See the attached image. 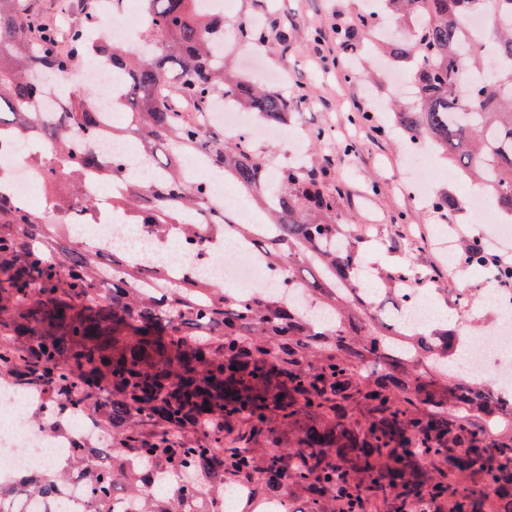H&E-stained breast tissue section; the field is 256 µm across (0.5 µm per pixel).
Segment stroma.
I'll return each instance as SVG.
<instances>
[{"instance_id":"obj_1","label":"stroma","mask_w":512,"mask_h":512,"mask_svg":"<svg viewBox=\"0 0 512 512\" xmlns=\"http://www.w3.org/2000/svg\"><path fill=\"white\" fill-rule=\"evenodd\" d=\"M224 10V54L227 63L251 81L263 82L270 66L285 78L272 89L308 102L291 123L295 142L273 145L253 136L252 149L264 163L278 169L292 154L312 153L326 184L340 192L337 214L346 224L367 229L364 260L371 268H407L423 275L426 288H444L449 305L458 307L457 328L470 335L492 309L481 307L483 271L472 265H448L436 242L438 233L454 239L479 237L486 227V212L466 209L456 225L410 197L402 185L407 147L394 133H375L371 125L383 122L384 108L394 98L370 40L355 36L348 59L325 67L323 56L336 52L335 29L351 25L364 0H228ZM259 20L264 37L240 40L238 27ZM368 112L372 123L355 122L356 113ZM332 130V137L316 140L317 129ZM351 141V152L341 145Z\"/></svg>"}]
</instances>
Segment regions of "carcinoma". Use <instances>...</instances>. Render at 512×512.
Masks as SVG:
<instances>
[{
    "mask_svg": "<svg viewBox=\"0 0 512 512\" xmlns=\"http://www.w3.org/2000/svg\"><path fill=\"white\" fill-rule=\"evenodd\" d=\"M385 16L357 17L363 37L392 22L407 42L385 43L389 56L412 57V102L396 101L392 120L407 137L429 144L459 174L480 186L497 211L512 218V66L464 83L484 55L512 58V20L499 22L512 0H381ZM150 37L144 48L109 42L97 5L67 28L42 19L33 0H0V134L40 141L38 163L50 177L53 205L77 201L83 173L93 171L126 191L112 198L124 224L198 237L201 224H230L208 186L184 165L197 151L218 172L259 201L272 236L238 225L265 263L317 273L311 293L333 313L320 328L281 296L244 298L220 285L183 279L153 295L135 287L142 270L112 255L109 294L100 265L81 243L63 241L56 224L0 193V377L52 392L53 422L93 413L111 435L103 448H82L54 480H25L40 496L58 494L67 467L110 458L90 469L95 512L111 508L116 484L140 500L139 512H224V490L242 482L254 496L288 490L304 512H512V401L498 399L480 379L448 377L459 334L443 318L427 330L399 321L407 306L401 283L419 284L407 269L385 270L376 303L361 278V238L336 218V190L314 168L288 166L270 176L246 144L224 140L203 114L224 98L279 125L306 100L288 99L224 71L216 44L224 21L200 0H142ZM485 16L495 34L481 42L466 16ZM92 58L126 77L122 125L112 137H132L153 177L133 180L120 160L94 150L99 112L88 93L71 90L53 112H37L43 84H60L78 59ZM434 211L452 218L463 202L433 197ZM27 225V234L19 226ZM462 260L481 263L482 248L461 244ZM393 307L386 316L383 303ZM239 422L229 437L224 426ZM296 434L281 443L280 427ZM264 440L262 453L251 444ZM181 476L160 494L145 495L150 478Z\"/></svg>",
    "mask_w": 512,
    "mask_h": 512,
    "instance_id": "cac0c4a2",
    "label": "carcinoma"
}]
</instances>
